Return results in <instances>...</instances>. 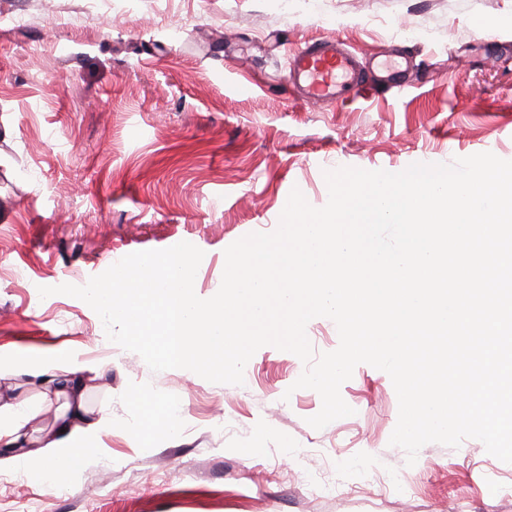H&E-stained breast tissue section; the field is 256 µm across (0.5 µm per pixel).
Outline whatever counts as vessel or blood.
I'll return each instance as SVG.
<instances>
[{
  "mask_svg": "<svg viewBox=\"0 0 512 512\" xmlns=\"http://www.w3.org/2000/svg\"><path fill=\"white\" fill-rule=\"evenodd\" d=\"M291 68L310 100L333 98L362 83L355 57L333 42L297 50Z\"/></svg>",
  "mask_w": 512,
  "mask_h": 512,
  "instance_id": "1",
  "label": "vessel or blood"
}]
</instances>
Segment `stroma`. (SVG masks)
I'll return each mask as SVG.
<instances>
[{
    "label": "stroma",
    "instance_id": "1",
    "mask_svg": "<svg viewBox=\"0 0 512 512\" xmlns=\"http://www.w3.org/2000/svg\"><path fill=\"white\" fill-rule=\"evenodd\" d=\"M0 396L45 377L22 361L79 352L86 417L108 461L48 488L0 470V512H512V463L479 440L390 445V376L355 367L351 416L321 429L294 354L261 347L241 385L152 372L77 298L114 256L189 242L194 287L219 290L225 249L314 207L325 171H403L490 152L512 160V0H0ZM479 19L495 31L476 28ZM338 39L366 84L305 103L296 48ZM175 431L152 425L169 405ZM261 452H253L256 436Z\"/></svg>",
    "mask_w": 512,
    "mask_h": 512
}]
</instances>
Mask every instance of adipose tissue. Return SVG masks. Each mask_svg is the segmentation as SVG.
I'll list each match as a JSON object with an SVG mask.
<instances>
[{
  "instance_id": "1",
  "label": "adipose tissue",
  "mask_w": 512,
  "mask_h": 512,
  "mask_svg": "<svg viewBox=\"0 0 512 512\" xmlns=\"http://www.w3.org/2000/svg\"><path fill=\"white\" fill-rule=\"evenodd\" d=\"M31 369L47 376L56 394L70 396L67 412L58 417L59 430L55 437L34 438L31 424L44 412L43 403L19 406L0 402V463L24 470L47 486L77 480L92 465L100 464L97 424L86 421L78 375L93 370L105 375L104 366H89L77 353L61 356L46 355L34 360Z\"/></svg>"
}]
</instances>
